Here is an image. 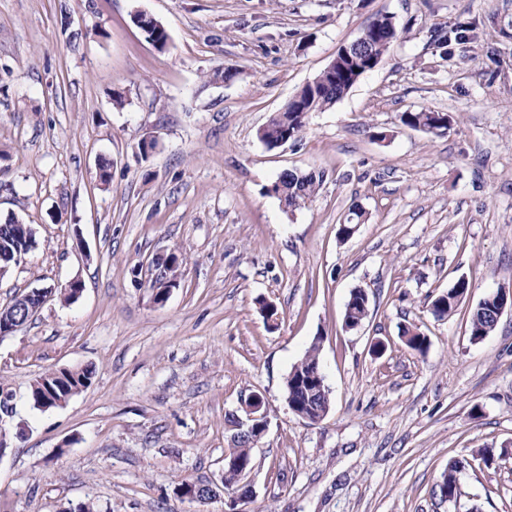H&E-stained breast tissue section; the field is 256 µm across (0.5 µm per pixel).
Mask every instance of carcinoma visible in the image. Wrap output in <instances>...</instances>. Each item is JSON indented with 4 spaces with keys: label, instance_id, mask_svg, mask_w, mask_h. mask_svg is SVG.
I'll return each instance as SVG.
<instances>
[{
    "label": "carcinoma",
    "instance_id": "cac0c4a2",
    "mask_svg": "<svg viewBox=\"0 0 512 512\" xmlns=\"http://www.w3.org/2000/svg\"><path fill=\"white\" fill-rule=\"evenodd\" d=\"M146 38L160 51L167 47L169 34L165 26L154 20L149 26L142 28ZM396 27L390 31L382 28L368 27L369 43L366 53L381 58L390 45L397 39ZM349 76L340 71L319 73L315 77L314 85L301 89L299 99H291L285 108L270 116L263 126L259 139L270 149L278 147L285 138L297 140L306 130L310 114L319 112L333 105L352 87V66H347ZM401 122L412 128H430L439 124H450L448 114L436 111L405 112L401 115ZM322 181V175L314 172L297 173L287 171L275 182V189L281 191L286 198V208L293 211L314 197ZM35 246V238L28 230L27 225L21 224L14 217L0 223V262L14 263L16 254L29 251ZM470 288L469 281L459 279L448 291L436 296L429 305V312L438 319L448 317L456 311ZM369 298L367 293L359 288L351 292L344 312V326L361 322L367 317ZM498 325L493 316V305L489 298H484L472 311L469 322L471 339L480 341L492 333ZM406 344L414 351L423 353L428 347L426 336L410 328L403 329ZM320 339H315L304 357L295 364L285 378V391L288 403L293 404L303 412L311 421L324 418L331 406V392L324 390L317 392L309 385L311 376L320 366L319 362ZM95 369L86 366L78 377L61 379L52 371L42 377L56 393H61V387L71 390L85 387L92 383ZM252 446L249 441L242 440L228 449L230 456L239 462L240 466L252 467ZM465 467L462 461H455L448 466V471L442 476L438 484V492L443 499H452L457 493L456 474Z\"/></svg>",
    "mask_w": 512,
    "mask_h": 512
}]
</instances>
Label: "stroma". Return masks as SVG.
Masks as SVG:
<instances>
[{
  "label": "stroma",
  "instance_id": "stroma-1",
  "mask_svg": "<svg viewBox=\"0 0 512 512\" xmlns=\"http://www.w3.org/2000/svg\"><path fill=\"white\" fill-rule=\"evenodd\" d=\"M138 11L164 24L165 50ZM380 13L399 36L378 67L268 149L259 128ZM458 22L466 41L440 44ZM221 66L238 73L205 85ZM421 110L448 113L450 129L401 122ZM287 170L323 176L292 212L271 191ZM355 209L362 224L339 236ZM11 217L37 246L0 277V306L52 294L0 339L16 404L0 512H225L224 496L178 486L223 468L228 418L251 393L269 423L248 512H512V457L477 454L512 448V311L480 342L469 331L477 304L512 286V0H0ZM171 252L178 284L158 305L148 265ZM462 277L457 311L434 318L428 303ZM76 278L84 291L64 302ZM358 288L369 315L349 330ZM316 341L332 405L311 423L284 381ZM86 365L87 389L30 408L36 378ZM456 460L446 501L435 488ZM369 298L367 293L359 288L351 292L346 303L344 312V326L348 327L351 323L362 322L368 315ZM367 310V313H365Z\"/></svg>",
  "mask_w": 512,
  "mask_h": 512
}]
</instances>
